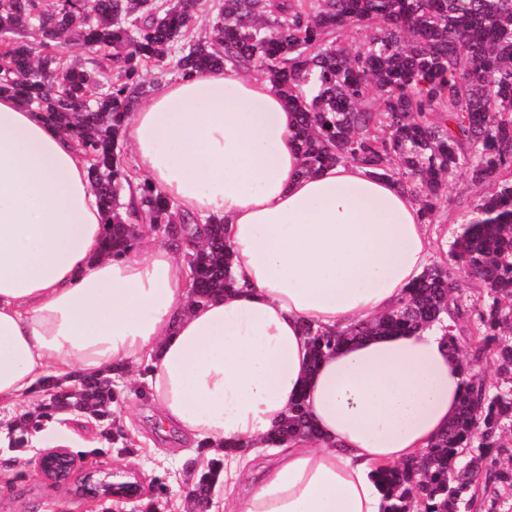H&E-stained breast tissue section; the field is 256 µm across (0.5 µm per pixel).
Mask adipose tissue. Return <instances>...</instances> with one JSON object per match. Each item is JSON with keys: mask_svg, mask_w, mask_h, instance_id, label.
Listing matches in <instances>:
<instances>
[{"mask_svg": "<svg viewBox=\"0 0 512 512\" xmlns=\"http://www.w3.org/2000/svg\"><path fill=\"white\" fill-rule=\"evenodd\" d=\"M296 114L239 65L157 87L124 128L182 214L223 221L234 288L191 300L172 251L112 257L88 163L0 94V403L45 373L146 360L163 423L224 451V512H384L379 469L420 458L465 375L437 329L367 336L309 364L305 326L389 312L432 262L417 202L359 164L301 170ZM302 401L316 430L271 448Z\"/></svg>", "mask_w": 512, "mask_h": 512, "instance_id": "ef3b65f1", "label": "adipose tissue"}]
</instances>
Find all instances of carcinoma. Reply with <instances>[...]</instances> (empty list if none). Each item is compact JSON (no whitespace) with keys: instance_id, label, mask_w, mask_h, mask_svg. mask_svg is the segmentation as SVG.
Returning <instances> with one entry per match:
<instances>
[{"instance_id":"carcinoma-1","label":"carcinoma","mask_w":512,"mask_h":512,"mask_svg":"<svg viewBox=\"0 0 512 512\" xmlns=\"http://www.w3.org/2000/svg\"><path fill=\"white\" fill-rule=\"evenodd\" d=\"M198 0H0V92L45 115L88 158L108 234L123 254L141 224H172L194 240L197 217H184L145 180L130 207L122 159L124 122L168 71L201 75L238 63L259 67L297 114L294 133L303 173L357 163L392 179L433 224L448 182L465 170L488 191L474 201L449 243L448 265L432 264L392 312L345 330L306 328L310 366L363 336L444 331L460 357V337L477 339L462 360L459 410L419 460L377 472L385 512H498L512 493V0H224L212 35L187 44ZM363 38L351 51L339 36ZM79 42L91 54L68 63L62 49ZM381 95L369 107L371 92ZM189 279L204 301L233 286L224 224L211 220L191 251ZM481 288L468 304L456 270ZM490 356L499 381L486 387L470 361ZM124 396L110 377H81L74 391L44 398L21 417L16 443L64 412L111 423ZM313 432L301 403L270 438L281 445ZM221 457L193 477L197 505L223 471Z\"/></svg>"}]
</instances>
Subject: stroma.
<instances>
[{
  "label": "stroma",
  "instance_id": "stroma-1",
  "mask_svg": "<svg viewBox=\"0 0 512 512\" xmlns=\"http://www.w3.org/2000/svg\"><path fill=\"white\" fill-rule=\"evenodd\" d=\"M481 188L471 184L466 174H458L449 183L441 204L439 223L430 225L434 259H447L446 245L452 241L458 220L468 211ZM125 399L117 413V422L126 436L124 452H116L103 436L102 427L85 415L63 414L53 420L51 437L33 433L24 447H11V432L25 412V405L0 406V512H143L155 480H163L169 491L157 512H185L182 489L186 469L199 457V443L161 423L157 404L151 398L138 397L136 391L146 381L140 366H132L117 379ZM81 454L80 468L70 482L55 485L37 476L36 454L52 443ZM108 464L139 483L142 495L137 500L110 499L99 502L79 497L76 487L84 469Z\"/></svg>",
  "mask_w": 512,
  "mask_h": 512
}]
</instances>
